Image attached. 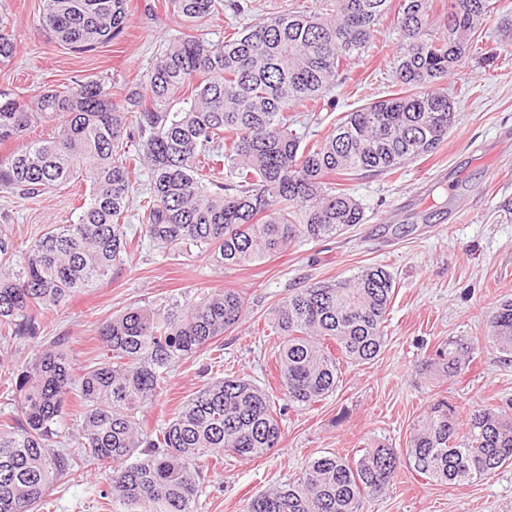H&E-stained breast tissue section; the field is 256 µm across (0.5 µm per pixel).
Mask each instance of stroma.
I'll return each mask as SVG.
<instances>
[{"label":"stroma","instance_id":"1","mask_svg":"<svg viewBox=\"0 0 512 512\" xmlns=\"http://www.w3.org/2000/svg\"><path fill=\"white\" fill-rule=\"evenodd\" d=\"M165 0H127V25L111 42L76 53L50 40L40 27L43 0H0V23L18 50L0 62V89L31 101L82 76L120 83L145 79L157 57L186 26ZM241 14L199 22V34L223 43L235 30L292 9L296 0H240ZM505 14L481 29L477 49L443 80L459 120L434 153L395 173L356 176L345 183L365 211V221L326 242L297 239L259 264L225 269L206 254L167 259L150 246L115 265L110 280L75 294L64 307L39 317L36 338L0 346V415L16 414L11 400L20 367L43 350L47 338L69 337L73 368L102 354L97 327L129 305L172 296L195 298L213 288L246 293L249 304L238 329L225 333L224 368L260 386H277L276 357L282 344L268 322L271 306L300 282L347 277L381 265L394 277L386 343L365 364L341 366L333 394L281 420L279 451L257 460L225 457L208 470L197 512H243L253 495L295 479L314 457L327 452L356 456L374 442L405 447L435 393L447 395L461 416L478 404L512 399V362L485 340L497 302L512 298V0ZM377 41L353 61L347 79L313 113H298L310 139L331 133L338 120L370 96L393 93L392 58L401 43L393 15L381 21ZM77 185L51 189L33 199L0 193V225L27 247L50 224L74 221ZM471 344L473 360L461 377L437 381L421 364L441 344ZM207 355L174 367L160 396L144 410L146 427L173 417L204 382ZM104 473L95 469L61 477L38 512H110L101 493ZM364 512H512V466L491 479L465 485L429 483L410 471Z\"/></svg>","mask_w":512,"mask_h":512}]
</instances>
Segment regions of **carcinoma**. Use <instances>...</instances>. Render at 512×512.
Listing matches in <instances>:
<instances>
[{"label":"carcinoma","instance_id":"carcinoma-1","mask_svg":"<svg viewBox=\"0 0 512 512\" xmlns=\"http://www.w3.org/2000/svg\"><path fill=\"white\" fill-rule=\"evenodd\" d=\"M126 0H44L42 29L80 52L120 35ZM388 0H301L216 46L201 35L172 42L146 79L118 90L75 79L46 89L33 106L0 91V143L41 119L57 135L0 155V190L35 198L81 179L88 194L76 221L51 224L21 250L0 229V340L36 334V317L108 279L133 259L125 218L132 169L147 167L139 201L140 236L178 259L196 249L226 269L262 262L296 238L321 241L363 223L364 209L336 177L391 174L434 152L458 121L455 101L438 88L474 47L471 37L496 0H452L444 21L432 0H399L404 41L393 60L400 92L339 119L325 139L303 141L288 112L314 109L345 81L352 59L371 46ZM238 3L168 0L185 22L212 18ZM442 26L448 34L437 36ZM0 24V61L15 55ZM136 147L137 154H130ZM394 279L371 265L349 277L290 289L272 308L283 337L280 399L233 372L209 379L168 422L147 430L144 408L177 363L199 356L240 324L246 294L216 289L197 299L133 304L104 320L103 357L74 371L65 337L15 376L20 415L0 420V512H36L60 476L90 462L111 465L104 495L112 512H196L209 462L228 454L258 459L279 447L278 414L307 409L336 391L340 361L366 363L384 345ZM485 340L512 358V299L500 302ZM471 348L449 343L425 365L448 379L469 368ZM81 411L77 450L62 438L71 398ZM512 463V415L476 406L460 421L446 396L433 398L400 450L379 442L357 458L329 452L294 481L266 490L243 512H363L406 467L448 485L488 480Z\"/></svg>","mask_w":512,"mask_h":512}]
</instances>
